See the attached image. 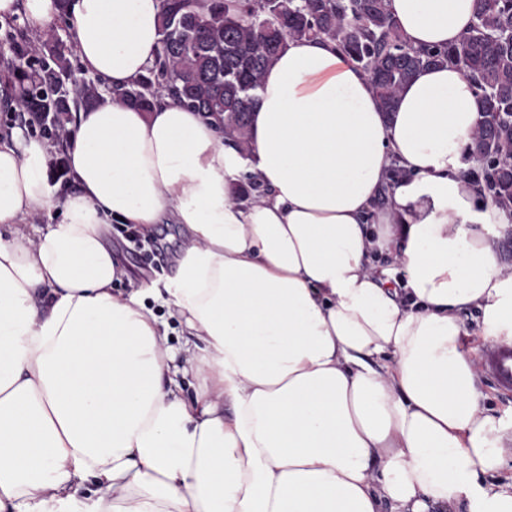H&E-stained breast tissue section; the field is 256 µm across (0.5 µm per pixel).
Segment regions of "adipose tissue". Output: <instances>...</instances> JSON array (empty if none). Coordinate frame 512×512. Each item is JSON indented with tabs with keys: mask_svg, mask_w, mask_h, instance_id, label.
Here are the masks:
<instances>
[{
	"mask_svg": "<svg viewBox=\"0 0 512 512\" xmlns=\"http://www.w3.org/2000/svg\"><path fill=\"white\" fill-rule=\"evenodd\" d=\"M475 5L391 0L414 47L459 41ZM68 11L87 73L122 87L152 65L160 0ZM20 12L45 32L59 0H0ZM482 118L449 67L384 114L302 39L264 74L250 151L175 102L107 99L79 112L61 194L45 140H0V512H512V426L463 344L471 308L512 343V214L467 174ZM251 173L264 194L235 200ZM118 220L186 227L167 316L113 293ZM477 373H478V382L481 389L488 395V399L486 401L488 407L490 408V413L497 420H502L504 422L512 421V400L504 401L502 400L498 392L494 386V384L488 380L485 376L481 375L478 365H477Z\"/></svg>",
	"mask_w": 512,
	"mask_h": 512,
	"instance_id": "1",
	"label": "adipose tissue"
}]
</instances>
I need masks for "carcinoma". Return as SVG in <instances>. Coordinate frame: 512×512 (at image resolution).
<instances>
[{
    "instance_id": "obj_1",
    "label": "carcinoma",
    "mask_w": 512,
    "mask_h": 512,
    "mask_svg": "<svg viewBox=\"0 0 512 512\" xmlns=\"http://www.w3.org/2000/svg\"><path fill=\"white\" fill-rule=\"evenodd\" d=\"M330 41L369 79L381 111L424 67L449 65L472 84L484 120L472 135L478 161L468 175L497 206L512 211V0H476L475 22L457 43L415 48L397 30L389 0H161L159 47L147 75L125 88L100 89L72 77L70 50L57 35L33 44L11 22L5 66L17 112L31 126L69 135L74 112L110 95L151 112L169 98L249 149L250 117L266 68L295 39ZM261 188L247 175L238 200Z\"/></svg>"
}]
</instances>
